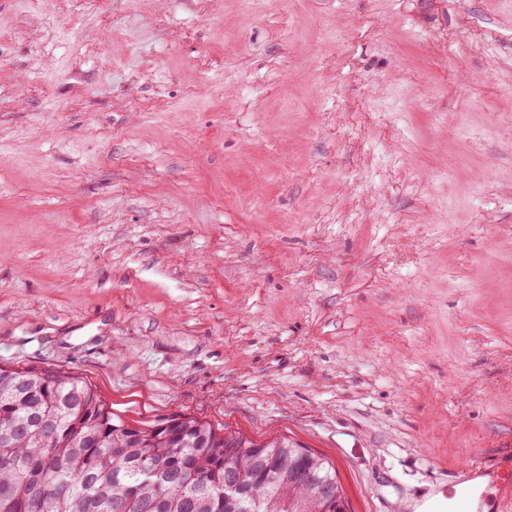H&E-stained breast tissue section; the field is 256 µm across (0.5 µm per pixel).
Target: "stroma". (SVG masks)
Masks as SVG:
<instances>
[{
	"label": "stroma",
	"mask_w": 512,
	"mask_h": 512,
	"mask_svg": "<svg viewBox=\"0 0 512 512\" xmlns=\"http://www.w3.org/2000/svg\"><path fill=\"white\" fill-rule=\"evenodd\" d=\"M0 366L512 512V0H0Z\"/></svg>",
	"instance_id": "1"
}]
</instances>
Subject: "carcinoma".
Instances as JSON below:
<instances>
[{"mask_svg":"<svg viewBox=\"0 0 512 512\" xmlns=\"http://www.w3.org/2000/svg\"><path fill=\"white\" fill-rule=\"evenodd\" d=\"M227 469L251 512H319L311 488L338 484L287 438L181 416L129 426L76 377L0 367V512H225Z\"/></svg>","mask_w":512,"mask_h":512,"instance_id":"1","label":"carcinoma"}]
</instances>
